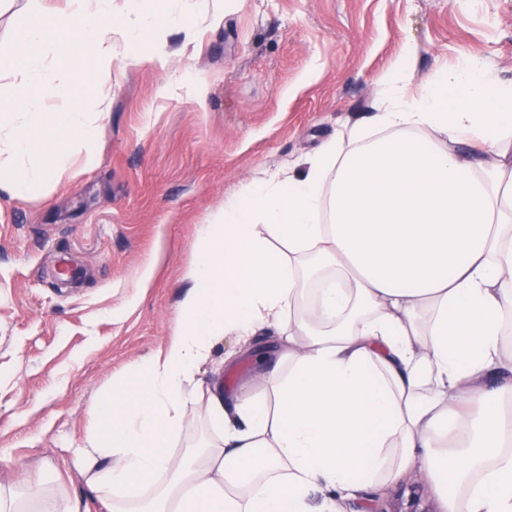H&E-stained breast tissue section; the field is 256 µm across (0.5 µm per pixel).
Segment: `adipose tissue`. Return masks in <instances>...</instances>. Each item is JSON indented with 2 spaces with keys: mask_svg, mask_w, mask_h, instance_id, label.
I'll return each mask as SVG.
<instances>
[{
  "mask_svg": "<svg viewBox=\"0 0 512 512\" xmlns=\"http://www.w3.org/2000/svg\"><path fill=\"white\" fill-rule=\"evenodd\" d=\"M45 17L0 54V190L46 193L96 162L118 65L165 64L224 0H27ZM410 54L353 145L246 184L197 235L163 349L97 410L78 448L105 512H343L342 495L426 464L447 512H512V80L477 57L408 95ZM92 107H85V99ZM74 154L36 163V148ZM276 327L277 347H253ZM255 351L258 382L225 397L195 381L215 342ZM205 401L212 437L173 441ZM0 512H84L23 480Z\"/></svg>",
  "mask_w": 512,
  "mask_h": 512,
  "instance_id": "ef3b65f1",
  "label": "adipose tissue"
}]
</instances>
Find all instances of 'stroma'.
I'll return each mask as SVG.
<instances>
[{
	"instance_id": "1",
	"label": "stroma",
	"mask_w": 512,
	"mask_h": 512,
	"mask_svg": "<svg viewBox=\"0 0 512 512\" xmlns=\"http://www.w3.org/2000/svg\"><path fill=\"white\" fill-rule=\"evenodd\" d=\"M166 38V66L113 71L93 168L66 170L44 196L0 197V483L57 477L89 512L104 509L74 447L98 402L165 345L198 226L252 178L349 139L406 47L413 93L474 53L512 79V0H233L194 43ZM194 72L209 83L199 102L181 85ZM61 262L77 271L66 285L52 274ZM253 368L228 336L200 376L229 395ZM414 497L444 512L420 465L348 508L405 512Z\"/></svg>"
}]
</instances>
